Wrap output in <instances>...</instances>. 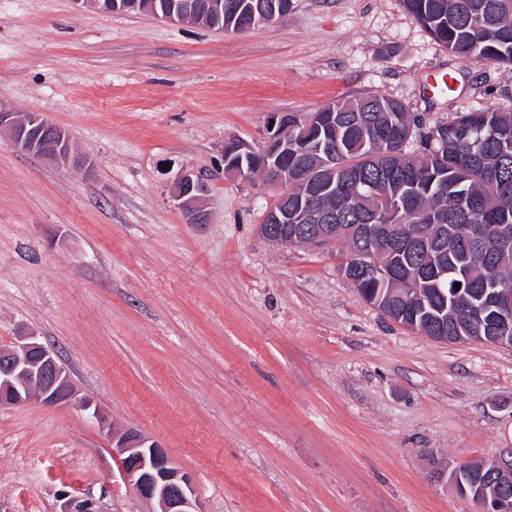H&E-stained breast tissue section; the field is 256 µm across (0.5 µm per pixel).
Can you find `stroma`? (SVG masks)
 <instances>
[{
  "instance_id": "stroma-1",
  "label": "stroma",
  "mask_w": 512,
  "mask_h": 512,
  "mask_svg": "<svg viewBox=\"0 0 512 512\" xmlns=\"http://www.w3.org/2000/svg\"><path fill=\"white\" fill-rule=\"evenodd\" d=\"M368 95L426 124L512 112V69L460 62L401 0H291L242 34L0 0V103L65 128L80 159L0 138V346L35 334L76 391L0 406V512L64 494L151 512L114 427L164 448L202 512H476L448 475L512 448V349L391 320L341 247L265 239L272 192L224 173L225 142L262 151L271 114ZM185 168L207 179L208 223L171 194Z\"/></svg>"
}]
</instances>
